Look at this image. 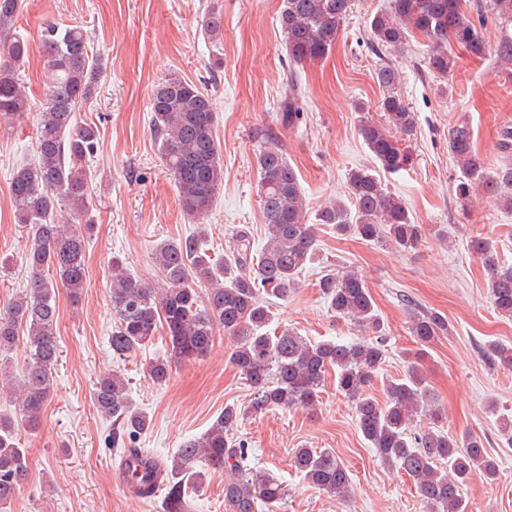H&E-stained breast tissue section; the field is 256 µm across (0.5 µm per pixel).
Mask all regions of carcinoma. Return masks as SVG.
Returning a JSON list of instances; mask_svg holds the SVG:
<instances>
[{
	"label": "carcinoma",
	"mask_w": 512,
	"mask_h": 512,
	"mask_svg": "<svg viewBox=\"0 0 512 512\" xmlns=\"http://www.w3.org/2000/svg\"><path fill=\"white\" fill-rule=\"evenodd\" d=\"M21 6L22 0H0V122L9 125L29 111L20 66L29 57L30 45L16 30ZM351 7L352 0H283L278 24L288 59L295 65L285 74L291 95L280 104L283 125L293 126L303 116L296 66L330 53ZM416 34L429 42L428 70L442 77L454 66V47L477 57L485 52L467 0H386L370 22V43L376 51L399 50ZM40 46L49 83L37 117L36 156L14 171L10 183L17 223L31 228L29 288L0 309V353L15 345L19 327L27 332L21 419L31 430L39 425L50 395L51 369L60 356L56 290L64 288L78 297L89 288L86 242L94 224L87 215L94 203L88 162L98 151L100 129L93 120H78L77 110L93 97L104 73L102 57L90 50L87 34L78 26L45 23ZM375 78L387 90L399 82L398 71L390 64L379 66ZM380 108L388 126L363 116L360 134L381 167L394 173L403 169L408 157L392 131L411 134L415 113L390 93ZM151 112L152 129L183 212L193 218L206 215L224 182L211 98L195 84L171 76L154 87ZM448 147L458 167L455 192L461 205H468L473 190L482 188L512 209L511 162L486 171L466 122L452 127ZM256 161L264 247L252 253L251 240L242 231L220 267L205 250L201 232L164 240L154 248L161 288L126 275L123 262L112 259V354L128 357L162 331L175 359H198L211 348L219 325L236 341L230 360L252 388L249 408L256 413L271 406L312 405L333 371L338 390L354 403L358 428L376 453L413 481L432 512H465L463 487L474 476L493 483L497 462L478 436L454 437L439 429L411 431L421 416L435 426L443 418L417 367L387 385L385 402L369 394L385 358V327L361 276L339 270L324 275L319 288L336 317L354 322L366 336L311 344L289 329L264 331L271 311L263 296L287 298L298 287L303 270L316 260L318 248L297 172L282 147L261 135ZM349 184L351 206L334 202L322 207L315 213L316 224L403 251L420 244L423 226L413 222L401 200L379 179L359 169L350 173ZM471 248L486 271L494 310L512 317V266L500 260L484 238L472 240ZM201 280L209 283L203 295L195 288ZM409 333L425 347L448 333V322L427 312L414 318ZM93 402L101 415L112 419V447L128 457L133 492L151 498L157 485L165 486V512H187L189 498L203 484V465L230 472L224 481L225 512H260L283 495L279 484L253 476L252 449L235 438L243 413L234 404L225 406L203 435L185 442L170 463L141 472L144 449L135 442L149 420L129 398L125 378L117 373L101 377ZM292 463L311 485L332 497H348L351 478L332 452L298 448ZM28 476V449L22 447L13 420L0 416V512L11 505Z\"/></svg>",
	"instance_id": "cac0c4a2"
}]
</instances>
